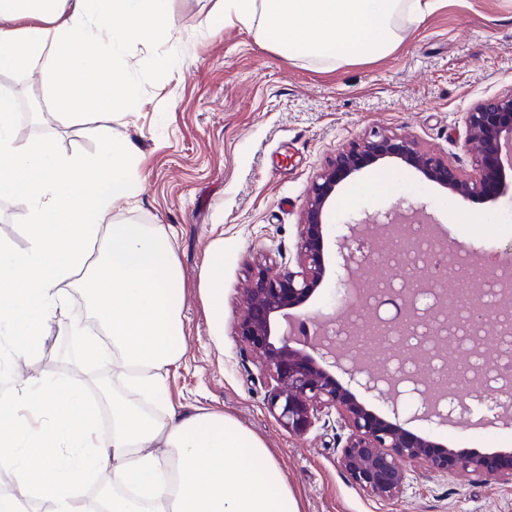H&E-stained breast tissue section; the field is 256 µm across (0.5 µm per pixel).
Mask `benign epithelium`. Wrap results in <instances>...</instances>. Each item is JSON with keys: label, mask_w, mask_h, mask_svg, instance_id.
Wrapping results in <instances>:
<instances>
[{"label": "benign epithelium", "mask_w": 512, "mask_h": 512, "mask_svg": "<svg viewBox=\"0 0 512 512\" xmlns=\"http://www.w3.org/2000/svg\"><path fill=\"white\" fill-rule=\"evenodd\" d=\"M466 146L477 167L474 177H465L442 155L421 148L412 139L386 131H370L342 146L316 174L303 209L298 251V270L281 268L267 261L255 260L251 267L249 288L243 298L242 313L236 333L247 342L260 359L261 371L275 382L267 399L269 412L289 432H306L319 414H336V424L348 431L338 463L352 482L380 500H394L404 490L407 469L402 463H418L438 474L482 475L498 472L512 482V453L483 454L455 451L415 434L398 422L384 419L362 404L354 393L336 380L330 368L347 369L350 378L375 397L386 398L397 409L402 391L417 396L412 419L448 424L462 403L448 401L445 389L432 395L430 362L411 373L386 369L366 372L355 365L345 367L347 341L333 338L329 343L297 345L290 325L301 320L298 310L314 295L325 275L324 216L336 187L356 172L386 158H396L420 172L453 195L464 199L497 194L506 175L512 172V92L477 103L466 113ZM508 166H503L502 156ZM404 242L399 251L406 267L424 248L414 236L402 231ZM402 296L404 323L424 327L420 332L426 357H439L448 363V353L459 347L455 334L438 320V307L448 304L446 279L430 285L406 286ZM485 287L474 290V298L464 304L474 335L481 344L496 343L501 330L484 329L485 312L512 304V284L499 283L495 300L486 301Z\"/></svg>", "instance_id": "7a95c632"}]
</instances>
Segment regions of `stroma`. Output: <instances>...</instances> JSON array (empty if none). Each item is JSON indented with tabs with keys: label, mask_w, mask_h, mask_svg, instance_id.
Segmentation results:
<instances>
[{
	"label": "stroma",
	"mask_w": 512,
	"mask_h": 512,
	"mask_svg": "<svg viewBox=\"0 0 512 512\" xmlns=\"http://www.w3.org/2000/svg\"><path fill=\"white\" fill-rule=\"evenodd\" d=\"M173 34L127 45L124 59L134 86L130 103L115 109L112 132L136 147V204L116 203L112 221H137L166 231L183 275L185 352L169 369L163 403L224 412L260 438L278 462L300 512H512V483L494 475L442 476L408 467L404 493L378 500L340 467L346 433L316 421L306 433L288 432L268 412L272 385L258 358L235 333L253 259L296 268L301 214L315 174L336 149L370 129L413 137L447 156L466 176L476 173L466 146L465 117L475 103L512 92V0H436L418 26L398 28L399 45L362 62L288 57L259 26L225 24L220 0H167ZM41 103L42 120L15 124L18 147L51 142L66 154L95 153L102 144L92 125L54 112L39 75L0 72V86ZM424 216L459 244L471 272L448 270L449 283L485 278L512 255V191L493 201L451 195L416 170L387 160L363 169L336 189L327 235L356 216ZM468 221L455 223L458 209ZM220 255L224 319H213L202 270ZM323 284L306 306L310 319L343 320L348 306L337 292L347 275L390 279L377 258L343 269L327 253ZM65 327L52 325L40 357L22 365L26 377H73L96 390L91 366H77ZM470 411L441 426L413 419L415 400L390 405L363 396L366 407L398 416L417 434L450 448L512 451V422L490 400L469 392ZM488 419L485 429L472 422Z\"/></svg>",
	"instance_id": "1"
}]
</instances>
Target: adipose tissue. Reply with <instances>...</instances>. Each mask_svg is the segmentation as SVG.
I'll return each instance as SVG.
<instances>
[{"mask_svg":"<svg viewBox=\"0 0 512 512\" xmlns=\"http://www.w3.org/2000/svg\"><path fill=\"white\" fill-rule=\"evenodd\" d=\"M433 2L224 0V21L258 22L282 54L347 62L388 53L396 21L421 23ZM171 30L165 0H0V71L40 74L57 112L103 129L91 156L20 149L16 97L0 91V198L20 206L27 242H0V512H298L262 442L224 414L172 406L158 421L116 395L107 432L76 382L18 371L75 288L98 324L70 327L83 361L153 394L183 354L180 266L159 229L111 222L137 195L136 146L106 130L134 94L121 48Z\"/></svg>","mask_w":512,"mask_h":512,"instance_id":"ef3b65f1","label":"adipose tissue"}]
</instances>
